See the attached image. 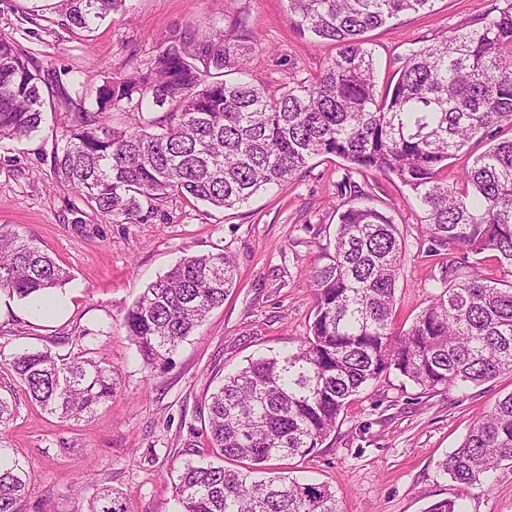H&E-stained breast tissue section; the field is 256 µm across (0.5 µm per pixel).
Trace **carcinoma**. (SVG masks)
Listing matches in <instances>:
<instances>
[{"label":"carcinoma","instance_id":"1","mask_svg":"<svg viewBox=\"0 0 512 512\" xmlns=\"http://www.w3.org/2000/svg\"><path fill=\"white\" fill-rule=\"evenodd\" d=\"M123 2L55 0L46 9L72 31L90 30ZM286 2L295 30L332 42L336 55L315 76L278 87L228 79L246 72L253 48L239 13L222 29L185 27L94 89L58 75L49 81L0 36V142L38 132L46 95L57 98L68 113L49 155L55 183L116 223L138 221L143 204L171 195L239 207L295 178L311 159L336 157L362 176L381 173L407 187L422 213L427 253H463L412 325L395 332L405 239L384 211L357 203L369 195L345 178L341 190L352 202L338 215L326 262L311 271L315 305L299 348L250 361L211 396V447L222 460L250 466L186 463L175 487L182 512H340L328 485L252 473L314 454L350 399L383 376L437 392L512 373V281L499 287L475 266L489 253L512 267V138L498 139L512 127V0H489L470 29L409 54L381 90L363 35L435 0ZM115 112L137 113L139 125H114ZM476 137L491 146L448 178V161ZM70 279L34 241L0 227V291L23 300ZM235 286V261L225 252L188 255L149 284L123 321L144 365L166 367ZM12 370L61 418L96 412L117 389L100 362L49 350L15 355ZM12 414L11 398L0 394V512H18L32 482L8 440ZM504 461H512V392L441 468L473 486ZM75 512L127 510L103 489Z\"/></svg>","mask_w":512,"mask_h":512}]
</instances>
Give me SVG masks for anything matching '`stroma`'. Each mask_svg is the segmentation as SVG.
I'll return each instance as SVG.
<instances>
[{
  "instance_id": "obj_1",
  "label": "stroma",
  "mask_w": 512,
  "mask_h": 512,
  "mask_svg": "<svg viewBox=\"0 0 512 512\" xmlns=\"http://www.w3.org/2000/svg\"><path fill=\"white\" fill-rule=\"evenodd\" d=\"M487 5L436 0L429 11L368 32L380 84L401 57L462 30ZM30 6L0 0V36L41 67L91 87L173 31L191 24L219 29L237 11L255 35L247 66L254 83L275 87L310 76L336 53L332 44L295 33L286 0H126L96 29L77 33L49 17L27 22ZM62 123L61 110L49 109L37 135L0 143V225L35 239L72 275L61 289L71 304L52 319L28 316L24 301L0 294V390L12 389L15 411L9 440L33 474L18 512H75L78 499L104 487L123 494L127 512H180L174 488L182 465L210 450V394L248 361L296 350L307 332L314 308L307 277L323 264L347 202L337 189L345 166L318 157L241 208L215 210L175 196L155 202L143 221L121 224L56 186L45 156ZM362 185L407 243L395 290L399 332L427 306L449 258L420 252V211L397 179L378 173ZM220 252L236 260V288L180 343L167 368H146L123 326L127 310L184 256ZM46 348L110 367L118 382L112 399L94 414L67 419L42 410L10 363L17 353ZM510 392L512 374L433 392L393 373L355 397L315 454L276 466L300 481L329 484L342 512H429L443 499L455 500L460 512H512L511 462L474 486L440 470L474 422Z\"/></svg>"
}]
</instances>
